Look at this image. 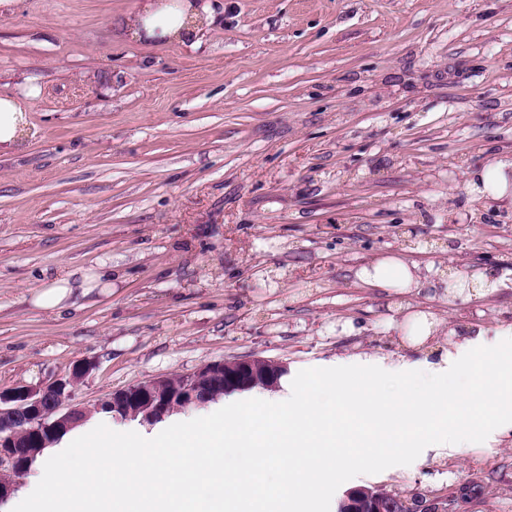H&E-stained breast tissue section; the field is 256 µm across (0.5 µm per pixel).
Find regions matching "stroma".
Listing matches in <instances>:
<instances>
[{"label":"stroma","instance_id":"35a3bbf8","mask_svg":"<svg viewBox=\"0 0 512 512\" xmlns=\"http://www.w3.org/2000/svg\"><path fill=\"white\" fill-rule=\"evenodd\" d=\"M140 0H17L0 9V96L38 88L23 149L0 154V390L93 368L75 404L230 356L298 371L419 363L471 328L512 326V193L475 172L512 161V0H208L192 43L118 30ZM395 255L419 288L360 268ZM112 270L78 310L30 303L62 266ZM497 285L456 295L442 275ZM435 323L418 349L399 309ZM500 372L512 349L472 356ZM452 423L455 453L351 479L455 512H512V432ZM512 171V162L498 161L475 173L474 188L477 191L502 196L508 188V171ZM480 185L483 189H480ZM359 277L376 288L399 293L413 285H420L418 267L397 257H386L365 266Z\"/></svg>","mask_w":512,"mask_h":512}]
</instances>
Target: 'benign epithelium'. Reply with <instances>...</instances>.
I'll use <instances>...</instances> for the list:
<instances>
[{"mask_svg": "<svg viewBox=\"0 0 512 512\" xmlns=\"http://www.w3.org/2000/svg\"><path fill=\"white\" fill-rule=\"evenodd\" d=\"M93 368L85 359L77 361L70 376L47 385L17 386L0 391V503L7 501L19 480L30 472L38 449L30 447L28 438L43 444L58 441L59 435L89 417L83 407L65 403L72 399L75 386ZM286 366L274 359L256 355L226 357L208 362L183 376L178 393H173L169 377L157 376L112 393L98 405L135 407L142 413L141 422L163 418L173 412L207 404L214 389H272ZM345 512H452L450 499L429 504L416 497L406 498L385 493L379 488L352 489L344 502Z\"/></svg>", "mask_w": 512, "mask_h": 512, "instance_id": "1", "label": "benign epithelium"}]
</instances>
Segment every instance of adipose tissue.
Listing matches in <instances>:
<instances>
[{"label": "adipose tissue", "mask_w": 512, "mask_h": 512, "mask_svg": "<svg viewBox=\"0 0 512 512\" xmlns=\"http://www.w3.org/2000/svg\"><path fill=\"white\" fill-rule=\"evenodd\" d=\"M213 20V14L200 0H179L175 5H156L146 0L142 10L128 19L133 30L145 31L147 37L178 40L193 39ZM33 92L19 97H0V148L17 149L25 140L28 112ZM360 278L376 288L399 293L419 285L416 265L397 257H386L361 268ZM103 272L61 269L54 278L41 285L32 295L33 307L49 314L59 315L76 306L78 298L90 295L95 289L110 287ZM484 330H476L447 352L441 362H423L418 368L407 363L384 365L367 359L362 363L368 372L381 373L396 379L400 385L418 389L417 399L400 407L384 391L365 396L359 380H337L333 393L336 405L346 414L362 419L371 436L370 442L387 454L394 455L405 448L410 439L420 432H428L435 447L458 451L465 439L457 433L446 432L444 414L459 401L492 408L500 392L494 371H485L479 383L466 394L455 389V382L464 375L469 357L489 348Z\"/></svg>", "instance_id": "adipose-tissue-1"}]
</instances>
